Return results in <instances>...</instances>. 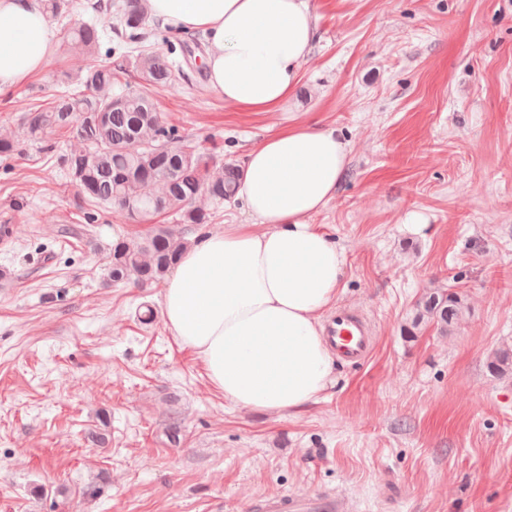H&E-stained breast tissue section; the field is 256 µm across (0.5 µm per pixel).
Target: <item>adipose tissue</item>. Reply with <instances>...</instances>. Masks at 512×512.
I'll return each mask as SVG.
<instances>
[{"instance_id":"adipose-tissue-1","label":"adipose tissue","mask_w":512,"mask_h":512,"mask_svg":"<svg viewBox=\"0 0 512 512\" xmlns=\"http://www.w3.org/2000/svg\"><path fill=\"white\" fill-rule=\"evenodd\" d=\"M147 9L204 37L208 88L247 112L281 108L318 35L307 0H147ZM55 42L39 0H0V93L42 73ZM349 152L316 123L250 149L237 198L251 223L195 235L163 291L166 329L233 407L295 414L331 382L324 317L340 299L346 257L311 218L335 198Z\"/></svg>"}]
</instances>
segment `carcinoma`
<instances>
[{"mask_svg":"<svg viewBox=\"0 0 512 512\" xmlns=\"http://www.w3.org/2000/svg\"><path fill=\"white\" fill-rule=\"evenodd\" d=\"M89 8L117 19L116 43L101 50L108 33L93 21L73 28L60 52L88 55L90 60L71 80L73 89L24 116V137L39 141L73 130L85 143L84 150L63 156L61 162L87 206L86 223L95 219L91 207L108 203L133 223L154 225L140 240L113 243L108 260L112 283L133 278L144 287L163 279L190 246L181 230L159 218L171 216L183 225L211 223V214L193 202L201 195L217 204L232 199L240 172L233 166L218 167L206 153L184 147L178 130L157 112L150 89L170 84L184 70L166 54L143 46L149 19L142 0H94ZM131 68L141 88L112 92ZM464 308L456 292H427L415 303L407 334L415 337V330L428 321L446 334ZM487 368L500 377L512 376V348L497 349Z\"/></svg>","mask_w":512,"mask_h":512,"instance_id":"obj_1","label":"carcinoma"}]
</instances>
